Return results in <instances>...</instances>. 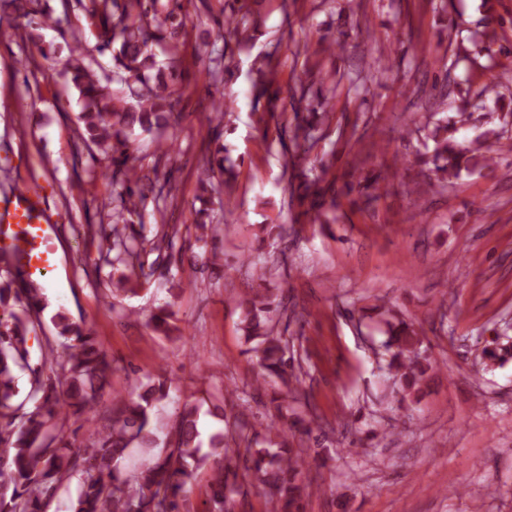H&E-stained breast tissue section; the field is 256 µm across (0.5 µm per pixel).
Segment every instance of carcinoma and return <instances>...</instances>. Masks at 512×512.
<instances>
[{
  "instance_id": "1",
  "label": "carcinoma",
  "mask_w": 512,
  "mask_h": 512,
  "mask_svg": "<svg viewBox=\"0 0 512 512\" xmlns=\"http://www.w3.org/2000/svg\"><path fill=\"white\" fill-rule=\"evenodd\" d=\"M248 0H230L224 13V31L246 37ZM40 0H0V12L8 9L26 19V38L41 56L49 58L53 44H44L42 29L56 30L61 19L52 9L38 8ZM91 15L97 19L94 50L112 55V76H107L80 43L70 48L65 63L67 79L79 94L81 139L91 157L112 163V193L118 203L111 223L98 227L112 263L134 265L148 243L143 214L148 202L155 207L171 196L170 179H159L157 168L144 170L131 159L130 140L153 135L175 120L183 99L181 77L184 59L181 38L188 17L182 0H91ZM275 66L267 60L255 69L254 102L270 94ZM473 96L494 100L503 125L512 122V96L497 84H485ZM299 102L307 115L295 128L292 140L298 157L307 158L314 148L313 132L328 113L322 95H310L300 87ZM432 151L419 162L431 176L425 185L445 187L462 172L494 171L499 155L512 153V138L499 128L482 131L469 146L456 141V123L433 112L422 128ZM223 149L208 161L203 191L224 194L231 203L232 169L225 166ZM326 167L308 180L305 210L312 224L330 229L336 221L335 181L325 178ZM139 229H134V224ZM0 512H47L59 487L78 478L71 512H187L188 493L204 473L209 512H228L235 498L247 494L249 481L263 487L271 512H301L310 482L306 473L318 464L301 448L290 446L288 437L267 430L264 439L244 421L213 433L208 451H202L198 429L200 407L185 402L175 409L164 439L152 424L154 408L170 399L172 383L158 377L135 381L131 391L112 397L107 424L89 442L76 447L63 431L72 417L86 424L97 421V406L114 371L112 359L84 324L58 312L51 321L58 335L69 341L66 351L55 354L49 345L39 362L30 363L29 333L44 310L40 289L17 271L12 257L0 256ZM285 296L255 288L238 299L240 330L247 352L254 354L268 375L281 383L273 398L277 411L305 398L302 366L295 364L291 340L277 329L280 311L287 310ZM171 304L158 308L155 328L165 335L179 330L171 323ZM390 337L383 344V367L404 396L420 390L433 369L430 346L414 324L404 320L388 324ZM29 374L25 396H20L18 372ZM32 410L24 411L26 403ZM134 448L152 450L150 457L132 472L124 462Z\"/></svg>"
}]
</instances>
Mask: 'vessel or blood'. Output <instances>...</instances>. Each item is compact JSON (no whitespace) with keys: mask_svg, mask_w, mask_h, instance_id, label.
Wrapping results in <instances>:
<instances>
[{"mask_svg":"<svg viewBox=\"0 0 512 512\" xmlns=\"http://www.w3.org/2000/svg\"><path fill=\"white\" fill-rule=\"evenodd\" d=\"M52 230L45 202L33 190L17 189L0 208V248L14 253L29 281H37L54 262Z\"/></svg>","mask_w":512,"mask_h":512,"instance_id":"b4317fda","label":"vessel or blood"}]
</instances>
